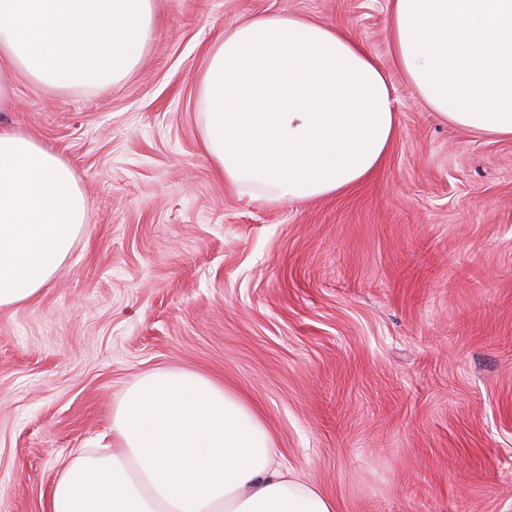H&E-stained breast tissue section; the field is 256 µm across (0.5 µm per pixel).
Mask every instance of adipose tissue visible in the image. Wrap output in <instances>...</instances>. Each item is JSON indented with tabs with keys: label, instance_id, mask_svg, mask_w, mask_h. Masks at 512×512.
I'll return each instance as SVG.
<instances>
[{
	"label": "adipose tissue",
	"instance_id": "obj_1",
	"mask_svg": "<svg viewBox=\"0 0 512 512\" xmlns=\"http://www.w3.org/2000/svg\"><path fill=\"white\" fill-rule=\"evenodd\" d=\"M155 35L154 0H0V111L24 75L49 90L124 80ZM388 37L444 122L512 137V0H390ZM201 142L217 174L270 203L331 196L373 175L399 127L386 73L346 30L292 14L225 30L199 78ZM69 164L0 128V308L33 301L85 233ZM115 448L86 449L51 512H336L285 469L256 411L202 374L158 370L112 414Z\"/></svg>",
	"mask_w": 512,
	"mask_h": 512
}]
</instances>
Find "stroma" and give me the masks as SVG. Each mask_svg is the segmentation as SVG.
<instances>
[{
  "instance_id": "obj_1",
  "label": "stroma",
  "mask_w": 512,
  "mask_h": 512,
  "mask_svg": "<svg viewBox=\"0 0 512 512\" xmlns=\"http://www.w3.org/2000/svg\"><path fill=\"white\" fill-rule=\"evenodd\" d=\"M112 88L14 82L1 128L75 170L91 224L0 309V512H49L125 390L190 369L248 399L336 512H512V138L440 121L393 60L388 0H154ZM342 27L385 69L399 134L333 196L269 204L203 151L211 43L256 15Z\"/></svg>"
}]
</instances>
